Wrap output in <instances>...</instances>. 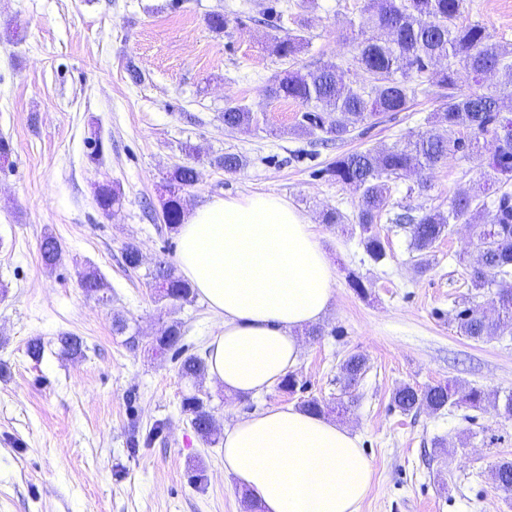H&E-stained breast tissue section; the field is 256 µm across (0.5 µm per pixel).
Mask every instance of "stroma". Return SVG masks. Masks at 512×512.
<instances>
[{"mask_svg": "<svg viewBox=\"0 0 512 512\" xmlns=\"http://www.w3.org/2000/svg\"><path fill=\"white\" fill-rule=\"evenodd\" d=\"M356 3L0 0V139L11 148L0 163V512H243L221 444H206L181 411L190 383L171 354L152 349L175 319L185 348L202 352L219 323L202 298L173 307L147 285L156 260L176 259L177 234L161 216L178 165L198 172L185 193L191 208L214 196L272 191L288 199L312 222L335 278L321 336L296 332L294 392L229 395L202 381L217 428L315 398L325 417L359 434L371 460L360 512H512V497L490 477L495 464L512 460V421L489 407L404 413L392 405L403 384L453 381L512 393V332L475 340L455 327L459 311L489 307L492 298L469 285L477 255L470 228L450 225L420 273L407 228L389 221L407 208L447 210L461 191L494 206L512 178L453 151L427 192L417 191L415 174L391 180L387 218L375 226L386 256L373 262L356 221L357 193L322 170L342 154L433 131L441 99L418 97L409 111L369 120L325 146L299 132L302 105L264 93L290 68L332 63L360 80L344 25ZM466 3L463 23L512 43V0ZM217 11L227 19L220 31L208 24ZM298 28L307 44L294 62L270 53L273 37ZM231 103L256 112L257 126L225 128ZM226 152L245 158L239 172L210 165ZM106 182L123 193L108 212L94 196ZM334 208L345 224H324ZM48 233L62 247L51 269L39 251ZM129 242L143 255L134 271L122 260ZM89 270L104 278L109 302L80 288ZM118 316L127 333L114 332ZM64 333L84 341V355L60 353ZM33 338L45 344L38 362L26 352ZM352 354L364 355L367 368L348 390L340 365ZM348 391L354 402L344 411L338 404Z\"/></svg>", "mask_w": 512, "mask_h": 512, "instance_id": "obj_1", "label": "stroma"}]
</instances>
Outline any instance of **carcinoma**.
I'll return each mask as SVG.
<instances>
[{
    "instance_id": "cac0c4a2",
    "label": "carcinoma",
    "mask_w": 512,
    "mask_h": 512,
    "mask_svg": "<svg viewBox=\"0 0 512 512\" xmlns=\"http://www.w3.org/2000/svg\"><path fill=\"white\" fill-rule=\"evenodd\" d=\"M464 0H364L360 11L371 15L378 34L368 35L356 28L350 18L347 27L355 47L354 60L365 74L356 84L346 79L344 71L327 64L305 73L286 70L275 76L264 92L272 99H292L307 108L303 120L311 129L319 130L332 140H343L358 125L387 112H403L409 104L429 87L448 90L441 110L433 113L432 122L446 128V135L426 133L404 145L377 150L354 151L343 154L330 163L325 173L332 181L349 185L359 192L357 220L365 252L375 262L382 260L385 249L374 224L378 223L387 204L388 181L403 172L423 173L436 168L448 153L464 147L481 157L480 143L491 137L493 150L485 158L487 167L501 175L512 174V119L503 115L512 112V49L493 40L488 30L479 24L460 25ZM306 38L298 33L275 37L271 53L283 60H294L302 52ZM433 60H445L448 65L435 72L428 69ZM467 69L474 87L466 92L456 90L455 65ZM490 71L505 77L501 90L485 89L482 78ZM227 129L249 128L258 119L246 106L228 105L222 113ZM469 133L468 139L459 133ZM210 164L227 173L243 168L244 159L234 153L218 155ZM195 168L178 165L167 178L168 197L163 203L162 218L174 231L182 221V192L194 185ZM120 189L106 183L97 187L96 202L108 211L120 204ZM468 224L477 246L484 249L483 262L471 266L469 281L481 290L496 284V278L512 275V194H500L495 210L486 212L484 201L476 194L460 193L452 200L448 212L430 209L417 216L408 212L398 214L395 223L410 230V245L422 256L418 268L427 266L423 256L445 235L451 222ZM42 261L56 264L60 245L47 235L40 244ZM149 284L159 292V299L171 305L193 302L195 290L189 281L176 273L168 262L155 263L147 274ZM81 288L89 296L104 301L107 285L95 272L81 276ZM497 317L489 319L479 309L469 307L460 311L455 322L459 333L472 339L497 336L512 329V288L497 292ZM181 325L174 321L155 339L153 350L163 354L174 351L179 359L181 377L197 383L206 372V361L198 354L183 355ZM60 352L76 355L82 352L83 341L73 335L59 337ZM366 369L359 355L348 357L341 371L348 382L357 380ZM393 403L404 413L422 407L434 412L445 408L467 406L481 408L488 404L497 416L512 420V395L499 399V394L475 386L452 383L416 389L408 384L393 392ZM181 412L188 416L193 428L206 441H213L216 427L213 414L199 392L189 393L181 400ZM496 488L512 494V460L502 461L491 469Z\"/></svg>"
}]
</instances>
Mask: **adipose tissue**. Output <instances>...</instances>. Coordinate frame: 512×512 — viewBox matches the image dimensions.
Returning a JSON list of instances; mask_svg holds the SVG:
<instances>
[{
  "instance_id": "1",
  "label": "adipose tissue",
  "mask_w": 512,
  "mask_h": 512,
  "mask_svg": "<svg viewBox=\"0 0 512 512\" xmlns=\"http://www.w3.org/2000/svg\"><path fill=\"white\" fill-rule=\"evenodd\" d=\"M182 275L219 318L206 357L211 380L256 394L299 359L297 329L317 323L334 275L311 222L274 192L214 197L180 225ZM224 471L262 512H359L372 465L350 429L291 405L224 432Z\"/></svg>"
}]
</instances>
